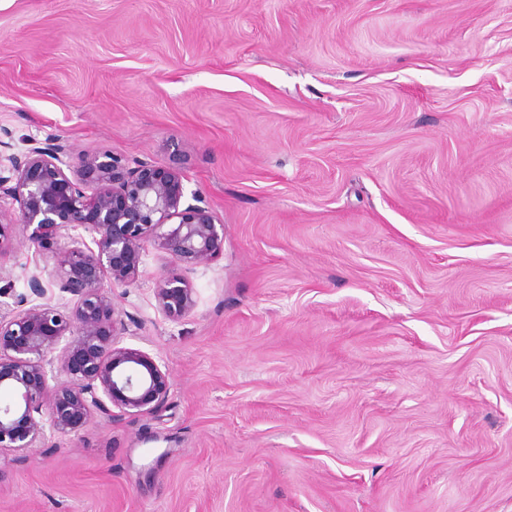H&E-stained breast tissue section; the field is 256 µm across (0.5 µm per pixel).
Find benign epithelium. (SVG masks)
Listing matches in <instances>:
<instances>
[{"mask_svg":"<svg viewBox=\"0 0 512 512\" xmlns=\"http://www.w3.org/2000/svg\"><path fill=\"white\" fill-rule=\"evenodd\" d=\"M191 197L186 202L184 176L174 167H131L59 141L28 140L15 153L0 141V200L18 205L17 220L0 217V256L12 250L15 233L39 250L70 239L53 254L52 285L71 301H41L38 263L28 280L34 299L0 301V390L13 394L0 404V452L41 448L48 430L70 435L163 403L170 375L149 353L118 345L125 323L110 287L138 281L150 245L170 264L156 282L159 309L173 318L191 312L194 291L184 272L213 262L224 246L223 222L202 197ZM80 228L95 233L94 246L71 236ZM54 365L69 380L52 389Z\"/></svg>","mask_w":512,"mask_h":512,"instance_id":"7a95c632","label":"benign epithelium"}]
</instances>
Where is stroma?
I'll return each instance as SVG.
<instances>
[{
  "mask_svg": "<svg viewBox=\"0 0 512 512\" xmlns=\"http://www.w3.org/2000/svg\"><path fill=\"white\" fill-rule=\"evenodd\" d=\"M224 224L153 411L0 452V512H512V0H0V140ZM40 256H0L28 291Z\"/></svg>",
  "mask_w": 512,
  "mask_h": 512,
  "instance_id": "stroma-1",
  "label": "stroma"
}]
</instances>
